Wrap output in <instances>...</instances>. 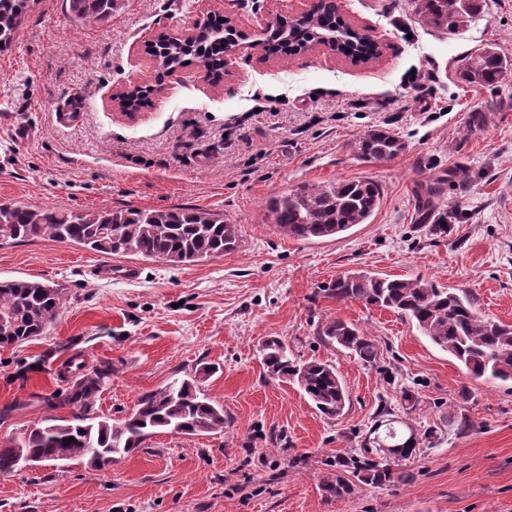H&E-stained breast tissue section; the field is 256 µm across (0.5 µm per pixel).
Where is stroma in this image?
I'll use <instances>...</instances> for the list:
<instances>
[{
  "instance_id": "35a3bbf8",
  "label": "stroma",
  "mask_w": 512,
  "mask_h": 512,
  "mask_svg": "<svg viewBox=\"0 0 512 512\" xmlns=\"http://www.w3.org/2000/svg\"><path fill=\"white\" fill-rule=\"evenodd\" d=\"M253 32L312 0H120L107 21L75 22L69 0H38L10 51L0 53V204L84 213L101 208L195 207L239 226L224 257L189 266L128 256L132 281L92 276L100 255L39 238L0 245V278L64 288L43 336L0 348V445L43 420L34 395L65 389L69 360L112 363L97 411L119 419L142 393L214 366L201 383L224 406L223 432H161L109 469L43 462L0 475V512H512V384L468 377L396 313L336 303L322 288L369 270L467 291L477 311L512 323V72L493 87L461 71L488 45L512 58V0H486L467 27L424 26L408 0H337L341 15L382 46L354 65L316 46L264 62L238 57L218 84L192 64L167 73L144 42L186 26L199 3ZM157 86L128 117L112 103L128 85ZM77 120L60 125L59 112ZM483 128L467 133L472 112ZM373 126L407 144L392 160H359L354 141ZM468 171L459 182L451 172ZM444 179L438 224L422 205ZM378 181L383 201L368 223L332 239L300 241L262 218L270 199L302 183ZM374 337L366 365L326 345L327 318ZM280 338L302 360L333 365L348 393L336 420L298 386L267 379L261 345ZM419 403L414 427L440 440L406 461L414 478L345 499L322 486L337 458L359 457L380 405ZM472 427H448V409Z\"/></svg>"
}]
</instances>
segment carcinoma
Returning a JSON list of instances; mask_svg holds the SVG:
<instances>
[{
  "label": "carcinoma",
  "instance_id": "obj_1",
  "mask_svg": "<svg viewBox=\"0 0 512 512\" xmlns=\"http://www.w3.org/2000/svg\"><path fill=\"white\" fill-rule=\"evenodd\" d=\"M37 0H0V52L13 47L16 35ZM426 26L455 31L472 21L483 0H409ZM118 0H69V10L80 23L108 20ZM221 15L194 41L168 36L160 65L171 70L199 60L218 75L224 69L226 31ZM320 34L336 35V46H350L351 30L336 12L335 0L319 4L302 25L279 29V38L291 44L314 42ZM512 71V61L494 47H485L465 63L463 78L474 86L490 87ZM355 154L366 161H388L405 149V143L384 127L366 130L354 144ZM381 185L372 180H336L326 184H301L271 199L263 222L296 240L334 238L357 224H365L382 200ZM53 238L77 244L101 255H137L171 265L187 266L220 258L239 246L238 225L224 215L200 208L167 210L121 207L86 213L60 209L33 210L19 203L0 204V244ZM338 303L361 301L397 313L414 323L433 345L455 358L473 379L512 381V324L479 314L470 295L422 279L379 277L368 271L336 277L322 289ZM63 289L28 279H0V347L44 335L60 313ZM328 344L373 364L378 356L375 339L339 318L318 329ZM265 375L294 382L315 409L329 419L343 415L348 400L335 368L318 360L298 361L276 337L263 345ZM67 388L43 398L47 407H67L70 416L37 425L10 446L0 447V474H10L27 462L80 460L96 469L109 467L139 449L158 430L177 435L202 436L224 431V406L201 393L198 382L213 372L208 366L187 379H175L163 388L140 395L133 410L122 419L97 413L96 402L105 381L112 377V362L88 368L68 362ZM391 417L385 436H367L363 447L399 449L409 459L419 439L408 422L409 436L398 435V418ZM72 439L68 445L64 440ZM412 474L387 462L365 457L336 461V473L324 488L330 496L345 498L359 484L382 487L407 482Z\"/></svg>",
  "mask_w": 512,
  "mask_h": 512
}]
</instances>
